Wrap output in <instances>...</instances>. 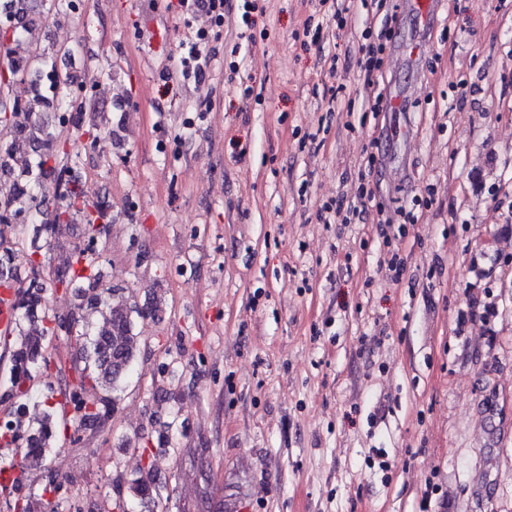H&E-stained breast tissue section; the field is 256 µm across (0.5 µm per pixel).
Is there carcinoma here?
<instances>
[{
	"label": "carcinoma",
	"mask_w": 512,
	"mask_h": 512,
	"mask_svg": "<svg viewBox=\"0 0 512 512\" xmlns=\"http://www.w3.org/2000/svg\"><path fill=\"white\" fill-rule=\"evenodd\" d=\"M71 8V0H5L0 5V38L18 44L26 34L46 21L50 11ZM7 72L0 73V96L5 94L8 79H30L35 95L26 103L13 101L11 111L0 114V173H14L12 163L21 161L12 190L0 197V284L16 288L14 316L8 335L18 337L11 353L9 382L0 400L13 399L17 408L0 431V449L11 452V468L19 471L42 466L55 449L60 424H73L74 433L108 419L119 404L121 390L130 370L138 360L135 317H157L163 313L162 300L155 288L145 291L144 300L129 299L125 289L103 284L99 268L100 250L75 245L67 263L47 269L37 260L40 247L20 254L18 246L29 226L51 247L70 224L81 220L86 242L105 244L111 224L109 206L92 200L85 183L72 175L79 154L54 140L48 125L37 112L47 103L41 82L61 96V107L76 95L69 75L48 64L45 53L31 49L25 55L6 47ZM84 105L67 114L77 132L87 138L89 147L100 149L106 125L85 121ZM29 265L33 281L28 286L13 278L11 267L18 258ZM62 289L76 296L77 303L68 317L69 327L58 329L62 318L48 304L44 291ZM49 336L76 337V361L83 364L74 383L55 387L46 385L45 408L38 416H29L31 389L24 384L39 372L49 369L44 355ZM61 396L57 403L55 396ZM17 488L13 512H58L52 502ZM113 502L128 509L133 501L159 504L169 496L167 487L157 484L151 472L140 471L113 484Z\"/></svg>",
	"instance_id": "carcinoma-1"
}]
</instances>
